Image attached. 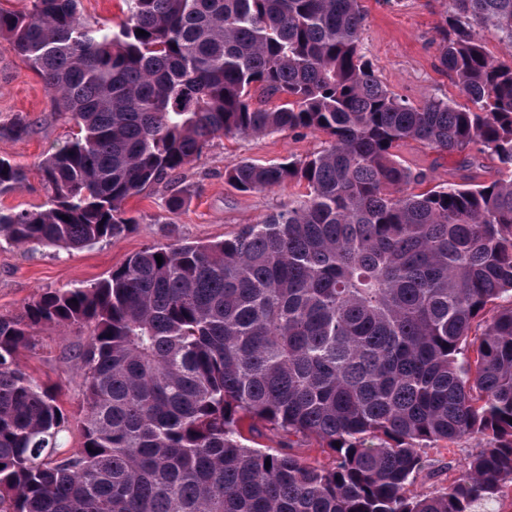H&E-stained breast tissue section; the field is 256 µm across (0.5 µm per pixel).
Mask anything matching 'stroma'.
<instances>
[{
    "mask_svg": "<svg viewBox=\"0 0 512 512\" xmlns=\"http://www.w3.org/2000/svg\"><path fill=\"white\" fill-rule=\"evenodd\" d=\"M362 7V48L391 92L414 106L432 97L465 103L439 60L448 0H362ZM19 114L32 130L17 139L0 138V158L27 168L28 181L15 192L0 195V209L33 210L48 195L39 162L72 139L78 128L68 114L58 111L42 79L9 44L0 42V124ZM326 140V135L309 130L217 138L183 168L178 180L153 185L128 201L126 210L136 223L125 235L70 250L0 243V316H22L26 306L46 292L95 283L144 248L219 241L295 204L306 192L304 184L290 182L243 193L226 181L224 169L244 158L260 164L302 158L323 149ZM469 153L477 159V167L461 166L459 156L413 140L396 151L405 167L422 175L424 191L494 175L493 161L480 153L478 145H471ZM173 195L185 200L175 211L166 206ZM88 334L82 326L66 330L45 326L17 357L24 372L58 393L72 416L80 412V379L63 364L62 356ZM483 446V441L470 439L423 449L424 466L410 493H438L467 469Z\"/></svg>",
    "mask_w": 512,
    "mask_h": 512,
    "instance_id": "obj_1",
    "label": "stroma"
}]
</instances>
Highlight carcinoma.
I'll use <instances>...</instances> for the list:
<instances>
[{"mask_svg":"<svg viewBox=\"0 0 512 512\" xmlns=\"http://www.w3.org/2000/svg\"><path fill=\"white\" fill-rule=\"evenodd\" d=\"M125 2L116 26L82 0L0 10V39L79 128L39 165L41 209L0 210V239L119 237L126 201L217 137L305 129L328 144L225 169L243 192L306 184L261 223L146 248L0 317V512H474L512 484V65L475 34L512 53V0H448L440 62L468 104L420 107L363 53L360 0ZM30 130L19 116L0 136ZM406 140L464 167L479 143L495 176L412 193ZM27 181L0 159L1 195ZM44 325L90 329L64 356L83 396L68 451L71 417L16 362ZM245 418L280 448L247 445ZM464 439L485 442L465 473L407 495L421 449ZM311 440L330 463L294 452Z\"/></svg>","mask_w":512,"mask_h":512,"instance_id":"cac0c4a2","label":"carcinoma"}]
</instances>
